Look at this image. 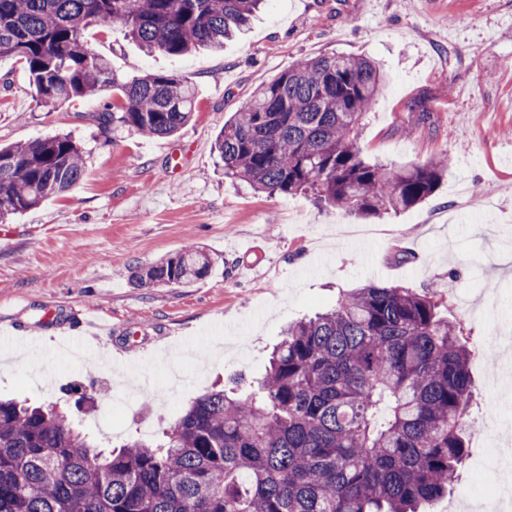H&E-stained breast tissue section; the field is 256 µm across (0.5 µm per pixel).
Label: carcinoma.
Masks as SVG:
<instances>
[{
    "mask_svg": "<svg viewBox=\"0 0 512 512\" xmlns=\"http://www.w3.org/2000/svg\"><path fill=\"white\" fill-rule=\"evenodd\" d=\"M265 0H0V58L22 61L37 100L112 93L96 119L169 136L191 117L186 76L126 79L85 39L120 23L150 51L224 49ZM379 67L331 54L256 89L215 140L224 178L269 195L309 193L359 216L411 209L452 159L394 167L364 159ZM69 134L0 147V221L81 181ZM211 261L194 246L138 270L139 286H179ZM434 291L368 284L288 324L265 372L196 398L159 437L109 451L56 405L0 399V512H433L468 454L476 343Z\"/></svg>",
    "mask_w": 512,
    "mask_h": 512,
    "instance_id": "1",
    "label": "carcinoma"
}]
</instances>
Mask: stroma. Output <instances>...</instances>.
Returning a JSON list of instances; mask_svg holds the SVG:
<instances>
[{
	"mask_svg": "<svg viewBox=\"0 0 512 512\" xmlns=\"http://www.w3.org/2000/svg\"><path fill=\"white\" fill-rule=\"evenodd\" d=\"M85 37L121 76H189L196 107L169 137L104 130L103 100L40 106L25 64L0 60V144L68 133L87 163L71 192L0 222V329H31L38 347L0 338V397L63 405L72 385L106 388L76 413L86 432L114 446L158 434L214 383L258 376L289 321L370 282L449 293V320L472 336H512V0H268L220 53L148 54L117 24ZM331 53L386 76L360 136L366 160L453 159L432 198L376 218L361 241L339 230L358 216L225 180L214 151L258 86ZM187 244L210 258L208 277L138 286V268ZM51 309L100 313L112 331L40 329ZM470 368L472 424L485 404L512 420L507 365L489 355Z\"/></svg>",
	"mask_w": 512,
	"mask_h": 512,
	"instance_id": "35a3bbf8",
	"label": "stroma"
}]
</instances>
